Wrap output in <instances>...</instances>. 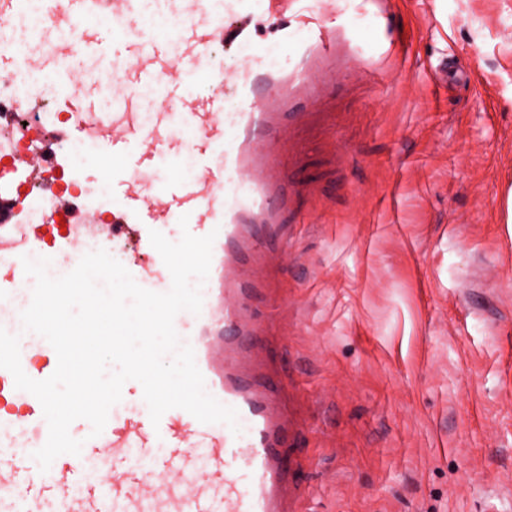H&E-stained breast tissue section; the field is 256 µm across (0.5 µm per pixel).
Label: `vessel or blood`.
I'll return each mask as SVG.
<instances>
[{
	"label": "vessel or blood",
	"instance_id": "b4317fda",
	"mask_svg": "<svg viewBox=\"0 0 512 512\" xmlns=\"http://www.w3.org/2000/svg\"><path fill=\"white\" fill-rule=\"evenodd\" d=\"M186 2L184 25L160 37L140 26L132 0H112L108 15L102 14L100 0H79L72 16L78 27L107 25L115 42L144 37L150 46L149 54L136 60L138 83L122 75L112 83L108 112L85 111L76 95L72 60L85 52V42L59 52L51 72L59 97L72 107L67 140L93 141L112 160V206L119 215L102 223L86 212L50 240L42 225L20 220L14 192L1 190L0 315L5 330L33 346L21 355L24 372L35 380L48 378L57 355L43 337L24 332L14 307L28 280L22 257L47 258L66 274L89 252L123 250L134 280L164 293L171 275L149 233L188 216L193 235L211 233L215 240L202 309L180 312L174 325L194 350L206 392L237 410L239 429L201 423L181 409L167 411L152 424L143 389L130 380L122 388V411H110L104 431L95 437L88 421H74L70 434L83 443L80 455H61L43 473L33 457L48 438L42 406L0 369V396L21 406L0 413V492L23 512H43L53 501L64 512H105L109 501L120 512H302L305 494L294 484L288 462L290 384L275 366L273 321L259 313L255 298L267 287L264 273L271 259L294 255L283 221L291 151L286 108L294 90L324 78L311 68L315 51L331 43L322 21L324 0H294L310 26L299 40L280 28V39L294 44L285 72L269 67L251 33L232 24L253 17L276 23L282 0H229L225 15L215 17L201 0ZM175 42L180 45L176 51L171 48ZM219 42L237 44L239 54L232 65L212 71L208 91L199 92L188 66ZM147 84L156 86L161 108L145 124L133 100ZM229 99L236 109L230 124L223 119ZM44 132L41 125L25 129L27 149L16 161L21 171L57 164ZM183 148L197 158L194 177L173 175L162 183L144 179L157 157ZM133 234L139 250L130 253L126 245ZM102 455L109 461L105 474L87 477L88 460Z\"/></svg>",
	"mask_w": 512,
	"mask_h": 512
}]
</instances>
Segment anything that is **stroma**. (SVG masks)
Instances as JSON below:
<instances>
[{"label": "stroma", "mask_w": 512, "mask_h": 512, "mask_svg": "<svg viewBox=\"0 0 512 512\" xmlns=\"http://www.w3.org/2000/svg\"><path fill=\"white\" fill-rule=\"evenodd\" d=\"M336 5L269 269L303 508L512 512V0Z\"/></svg>", "instance_id": "35a3bbf8"}]
</instances>
